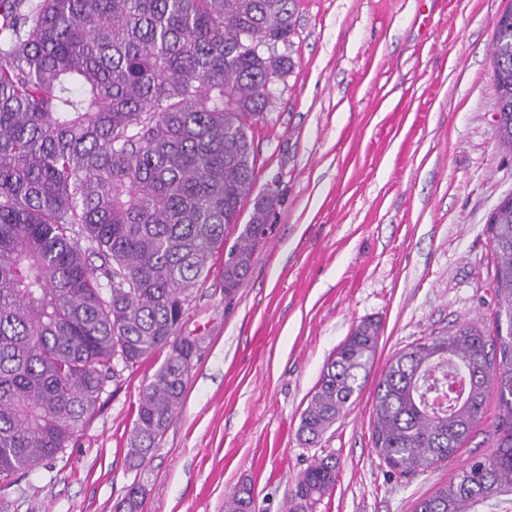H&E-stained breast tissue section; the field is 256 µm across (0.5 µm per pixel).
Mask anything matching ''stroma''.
Masks as SVG:
<instances>
[{
    "instance_id": "obj_1",
    "label": "stroma",
    "mask_w": 512,
    "mask_h": 512,
    "mask_svg": "<svg viewBox=\"0 0 512 512\" xmlns=\"http://www.w3.org/2000/svg\"><path fill=\"white\" fill-rule=\"evenodd\" d=\"M512 0H296L292 58L252 130L255 194L274 192L268 231L234 297L198 286L184 331L201 336L180 407L148 459L126 457L140 391L165 352L123 370L73 446L0 479V512H114L131 485L141 512H224L250 485L255 512H288L315 460L338 463L316 512H413L491 441L402 478L371 442L375 383L420 339L473 322L498 297L486 224L512 195L497 147L495 20ZM382 324L357 401L315 444L297 434L322 368L352 328Z\"/></svg>"
}]
</instances>
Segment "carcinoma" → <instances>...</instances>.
Segmentation results:
<instances>
[{
	"label": "carcinoma",
	"mask_w": 512,
	"mask_h": 512,
	"mask_svg": "<svg viewBox=\"0 0 512 512\" xmlns=\"http://www.w3.org/2000/svg\"><path fill=\"white\" fill-rule=\"evenodd\" d=\"M295 0H0V478L54 461L119 368L168 349L139 397L127 455L151 453L182 402L201 338L186 307L231 233L224 295L243 285L275 196L250 132L294 63ZM497 134L512 155V7L492 43ZM495 332L465 322L391 356L374 390L377 456L407 477L451 463L500 412L491 450L413 512H512V196L491 212ZM380 325L327 361L298 436L316 443L357 400ZM333 457L300 476L293 512L336 486ZM131 486L116 512H139ZM224 512H254L249 488Z\"/></svg>",
	"instance_id": "obj_1"
}]
</instances>
